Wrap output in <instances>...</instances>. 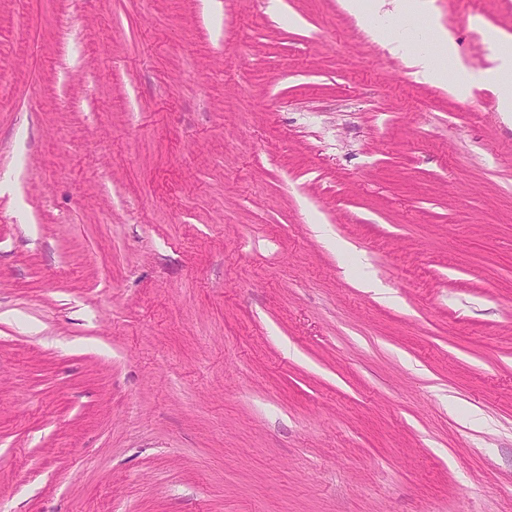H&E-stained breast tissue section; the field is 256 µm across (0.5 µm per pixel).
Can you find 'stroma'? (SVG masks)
<instances>
[{
    "label": "stroma",
    "mask_w": 512,
    "mask_h": 512,
    "mask_svg": "<svg viewBox=\"0 0 512 512\" xmlns=\"http://www.w3.org/2000/svg\"><path fill=\"white\" fill-rule=\"evenodd\" d=\"M373 24L0 0V512H512V0ZM503 50L502 56L505 60V65L501 75V108L503 112L510 114L512 112V84L503 80L504 77L510 75L512 69V45L510 41L504 44Z\"/></svg>",
    "instance_id": "35a3bbf8"
}]
</instances>
